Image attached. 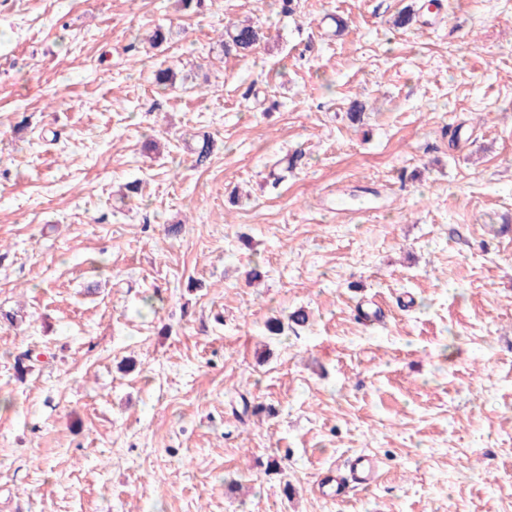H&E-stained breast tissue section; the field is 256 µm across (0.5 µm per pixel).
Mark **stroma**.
<instances>
[{
  "mask_svg": "<svg viewBox=\"0 0 512 512\" xmlns=\"http://www.w3.org/2000/svg\"><path fill=\"white\" fill-rule=\"evenodd\" d=\"M0 512H512V0H0ZM220 48L224 55L245 56L264 38L261 29L252 24L229 22L220 35ZM379 462L370 455L358 454L351 458L344 472L329 471L319 483L322 494L332 500L343 501L353 489L363 490L373 486L379 475Z\"/></svg>",
  "mask_w": 512,
  "mask_h": 512,
  "instance_id": "stroma-1",
  "label": "stroma"
}]
</instances>
